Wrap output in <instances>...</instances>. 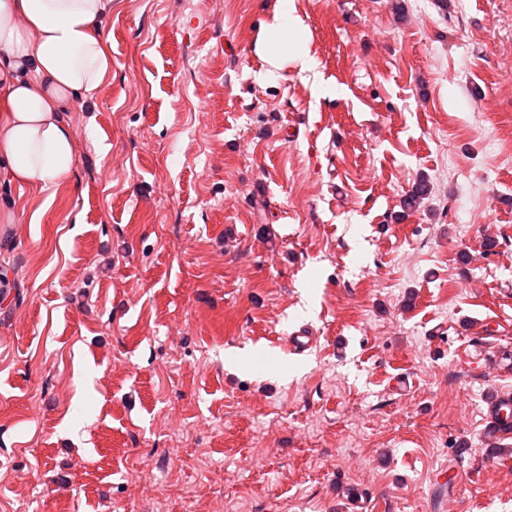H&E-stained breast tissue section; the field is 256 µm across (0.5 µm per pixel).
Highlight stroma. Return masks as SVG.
Instances as JSON below:
<instances>
[{
	"mask_svg": "<svg viewBox=\"0 0 512 512\" xmlns=\"http://www.w3.org/2000/svg\"><path fill=\"white\" fill-rule=\"evenodd\" d=\"M276 3L112 0L73 173L0 169V512H512V0H294L307 71ZM280 1L276 6L272 19L267 23L259 36L260 51L269 64L280 67L288 61L299 64L302 70L307 69L311 62L307 42L299 36L303 21L292 7V1ZM485 428L488 442L492 448L487 451L497 452L496 448L501 442L511 439L512 436V391L502 389L493 395L486 403Z\"/></svg>",
	"mask_w": 512,
	"mask_h": 512,
	"instance_id": "obj_1",
	"label": "stroma"
}]
</instances>
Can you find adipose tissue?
<instances>
[{
  "label": "adipose tissue",
  "instance_id": "ef3b65f1",
  "mask_svg": "<svg viewBox=\"0 0 512 512\" xmlns=\"http://www.w3.org/2000/svg\"><path fill=\"white\" fill-rule=\"evenodd\" d=\"M107 0H0V160L12 182L57 184L78 156L62 106L92 91L112 59L100 19ZM303 21L278 4L259 36L271 66L311 62Z\"/></svg>",
  "mask_w": 512,
  "mask_h": 512
}]
</instances>
